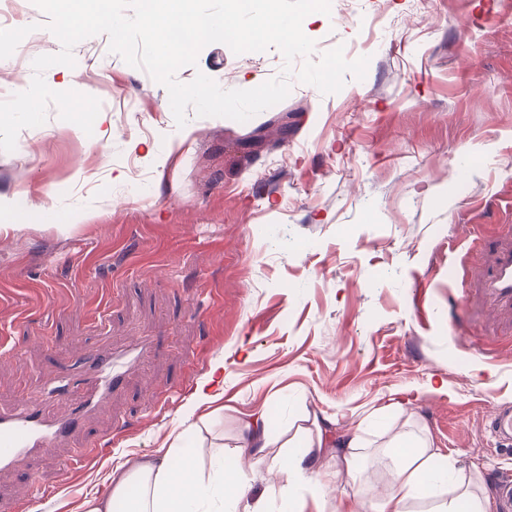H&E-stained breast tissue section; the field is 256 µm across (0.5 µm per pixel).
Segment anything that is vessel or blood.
Returning <instances> with one entry per match:
<instances>
[{
	"label": "vessel or blood",
	"mask_w": 512,
	"mask_h": 512,
	"mask_svg": "<svg viewBox=\"0 0 512 512\" xmlns=\"http://www.w3.org/2000/svg\"><path fill=\"white\" fill-rule=\"evenodd\" d=\"M488 288L497 304L512 305V250L499 253ZM142 355L143 345L137 342L124 350L97 358L92 367L96 389L86 396L79 395V384L74 376L65 375L48 383L46 395L74 400L75 409L66 419L46 418L40 410L27 404L11 412L0 413V470L11 467L34 449L49 447L56 437L77 428L85 413L100 410L110 393L122 386L128 372ZM485 428L498 443H512V407L493 405Z\"/></svg>",
	"instance_id": "b4317fda"
}]
</instances>
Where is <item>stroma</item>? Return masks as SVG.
<instances>
[{
  "instance_id": "1",
  "label": "stroma",
  "mask_w": 512,
  "mask_h": 512,
  "mask_svg": "<svg viewBox=\"0 0 512 512\" xmlns=\"http://www.w3.org/2000/svg\"><path fill=\"white\" fill-rule=\"evenodd\" d=\"M46 21L31 2L14 20L33 31L0 59V101L60 51ZM303 31L317 52L369 57L364 80L293 82L245 122L191 112L177 127L167 89L104 34L45 71L101 108L88 135L49 107L0 151V411L65 417L44 381L77 373L89 390V355L142 336L149 353L82 429L0 470V512H76L121 456L177 426L183 447L237 463L241 420L260 411L293 454L308 414L338 435L377 411L512 483V446L484 429L493 403L512 404V309L486 290L512 247V0H332ZM283 64L213 43L176 78L251 89ZM217 364L224 410L206 419L191 390ZM93 439L99 455L68 473ZM384 481L368 452L325 512Z\"/></svg>"
}]
</instances>
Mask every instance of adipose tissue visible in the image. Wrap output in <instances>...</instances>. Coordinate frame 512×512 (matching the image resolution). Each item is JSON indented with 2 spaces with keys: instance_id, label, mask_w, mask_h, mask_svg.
Returning <instances> with one entry per match:
<instances>
[{
  "instance_id": "1",
  "label": "adipose tissue",
  "mask_w": 512,
  "mask_h": 512,
  "mask_svg": "<svg viewBox=\"0 0 512 512\" xmlns=\"http://www.w3.org/2000/svg\"><path fill=\"white\" fill-rule=\"evenodd\" d=\"M303 453L281 460L284 475L273 497L303 502L299 489L311 486L312 498L326 500L335 479H323L320 457L329 443L319 418H312ZM240 455L257 462L268 459L277 441L267 416L258 414L243 422L238 438ZM388 459L386 490L371 504V512H488V489L474 477L460 474L453 461L437 448L426 430H400L383 441ZM252 470L239 466L232 481L224 472L208 468L197 453L182 448L179 439L150 455H128L112 468L104 489L86 497L80 512H113L118 500L128 499V512H207L208 505L230 496L240 512H253L249 500ZM135 498H127L130 486Z\"/></svg>"
}]
</instances>
